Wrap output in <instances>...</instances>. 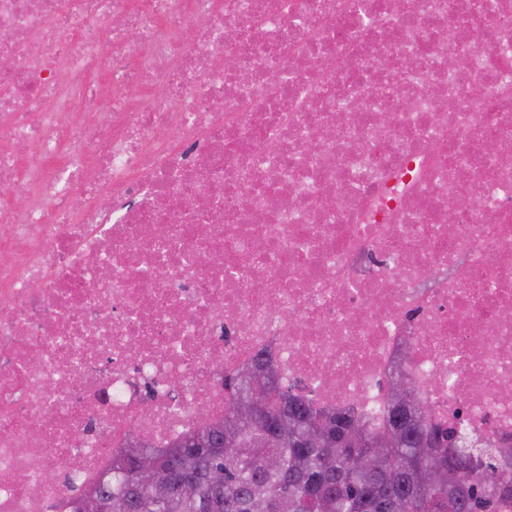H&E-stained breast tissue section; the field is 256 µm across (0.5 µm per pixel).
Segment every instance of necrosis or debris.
I'll return each instance as SVG.
<instances>
[{"mask_svg": "<svg viewBox=\"0 0 512 512\" xmlns=\"http://www.w3.org/2000/svg\"><path fill=\"white\" fill-rule=\"evenodd\" d=\"M1 30L0 512H71L268 356L339 411L402 376L512 459V0H0Z\"/></svg>", "mask_w": 512, "mask_h": 512, "instance_id": "1", "label": "necrosis or debris"}]
</instances>
